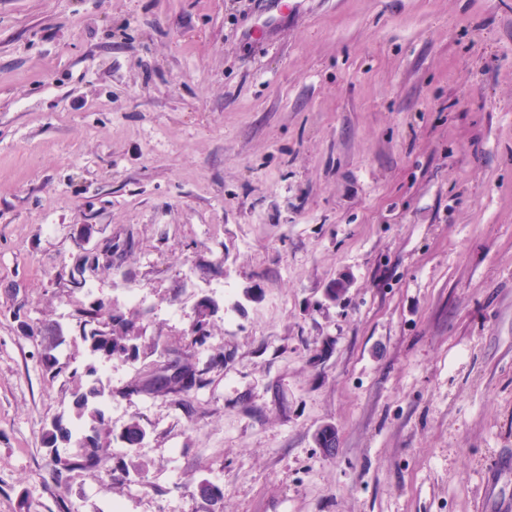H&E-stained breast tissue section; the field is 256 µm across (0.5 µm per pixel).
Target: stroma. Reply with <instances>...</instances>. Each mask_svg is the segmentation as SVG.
Here are the masks:
<instances>
[{
	"instance_id": "1",
	"label": "stroma",
	"mask_w": 512,
	"mask_h": 512,
	"mask_svg": "<svg viewBox=\"0 0 512 512\" xmlns=\"http://www.w3.org/2000/svg\"><path fill=\"white\" fill-rule=\"evenodd\" d=\"M133 292L145 437L55 481ZM506 455L512 0H0V512H512ZM88 318L83 328V340L88 343L91 355L105 361L123 360L129 356L134 337L136 317L110 313L102 303H94L85 311ZM89 325V328H86ZM197 373L198 372L194 366L187 362L181 367L176 376L169 379H159L152 388H150V391L153 393L165 392L172 384H174V386H178L179 392H183L188 395L201 385L202 379L200 378V374Z\"/></svg>"
}]
</instances>
